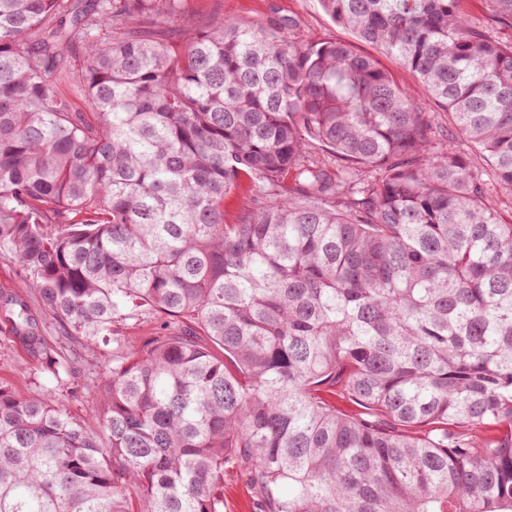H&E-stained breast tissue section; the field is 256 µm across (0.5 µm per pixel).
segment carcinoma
I'll return each instance as SVG.
<instances>
[{
    "mask_svg": "<svg viewBox=\"0 0 512 512\" xmlns=\"http://www.w3.org/2000/svg\"><path fill=\"white\" fill-rule=\"evenodd\" d=\"M467 2L321 0L438 143L340 39L0 0V248L63 336L197 330L104 354L98 432L0 383V512H224L231 461L263 512H512V217L459 149L512 194V0ZM382 63L391 70L394 78L401 84L409 87L417 99L426 107L427 110L431 112H435V125L437 127V138H440L438 136V133L441 135V131L445 130L448 125V117L447 114L444 113L443 110H441L431 99V97L428 95V93L425 91V89L417 85L411 76L407 71L400 68L392 59L386 56H379Z\"/></svg>",
    "mask_w": 512,
    "mask_h": 512,
    "instance_id": "1",
    "label": "carcinoma"
}]
</instances>
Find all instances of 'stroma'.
<instances>
[{
  "instance_id": "1",
  "label": "stroma",
  "mask_w": 512,
  "mask_h": 512,
  "mask_svg": "<svg viewBox=\"0 0 512 512\" xmlns=\"http://www.w3.org/2000/svg\"><path fill=\"white\" fill-rule=\"evenodd\" d=\"M195 26L204 28L220 18L243 24L274 23L292 19L293 33L301 40L341 38L351 40L349 31L336 26L320 0H186ZM184 322L162 326L160 318L145 316L113 324L107 340L85 339L73 345L57 332L55 319L37 297L24 288L21 266L13 254L0 252V382L16 387L22 395H37L62 404L90 429L99 427V408L94 383L107 377L103 351L116 355L129 352L163 331L184 332ZM39 336L52 353L75 349L77 360L70 376L56 383L48 374L34 373L40 350L30 346L26 335ZM224 512H258V497L238 465L224 468Z\"/></svg>"
}]
</instances>
